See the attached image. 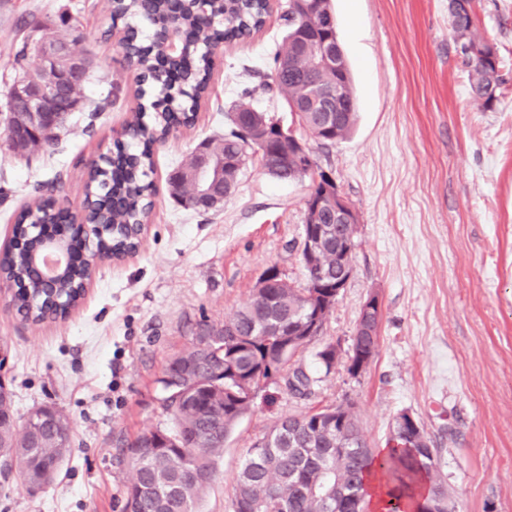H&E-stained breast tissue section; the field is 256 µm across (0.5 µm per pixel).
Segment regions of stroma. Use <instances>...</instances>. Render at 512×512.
I'll use <instances>...</instances> for the list:
<instances>
[{
	"instance_id": "obj_1",
	"label": "stroma",
	"mask_w": 512,
	"mask_h": 512,
	"mask_svg": "<svg viewBox=\"0 0 512 512\" xmlns=\"http://www.w3.org/2000/svg\"><path fill=\"white\" fill-rule=\"evenodd\" d=\"M286 0H274L253 37L216 55L210 97L194 127L178 128L154 154L156 189L139 250L97 265L68 318L31 325L0 290V375L13 394L16 426L53 404L74 438L55 482L29 492L20 476L0 481V512H121L131 478L127 446L169 426L158 383L185 351L195 324L224 321L268 268L303 283L294 241L308 184L268 176L252 157L222 208L205 215L169 194L167 177L204 138L224 132L239 90L254 108L294 124L285 99L265 85L281 40ZM352 69L358 113L345 139L311 150L357 216L353 276L320 336L293 364L317 382L301 397L285 384L261 390L224 441L200 512H231L233 486L249 448L281 418L350 403L367 442L386 446L394 416L418 418L438 450L456 512H512V0H475V31L497 49L503 83L489 108L472 98L469 71L453 40L448 0H332ZM111 0H0V104L24 36L57 29L68 16L89 55V100L112 106L86 134L82 113L55 148L20 160L0 139V245L33 184L62 175L60 201L78 209L86 171L138 103L135 71L111 25ZM378 295L377 355L359 376L347 357L359 312ZM336 348L324 370L315 354Z\"/></svg>"
}]
</instances>
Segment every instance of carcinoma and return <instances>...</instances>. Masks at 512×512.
<instances>
[{
  "mask_svg": "<svg viewBox=\"0 0 512 512\" xmlns=\"http://www.w3.org/2000/svg\"><path fill=\"white\" fill-rule=\"evenodd\" d=\"M112 21L120 20L131 42L121 50L131 53L148 69L169 33L167 0H112ZM269 0H184L180 27L174 30L185 40L192 70L184 82L172 84L153 76L141 88L143 99L133 118L126 140L114 143L112 165L124 171L114 180L97 171L88 173L86 195L97 199L110 193L118 196L112 209V223L132 224L153 207V147L175 123L188 124L198 100L207 89L215 63L211 46L244 40L259 30L269 13ZM451 28L460 47L470 46L465 64L470 69L474 100L488 108L496 100L501 83L497 52L479 39L474 28V0H448ZM286 34L272 48V85L286 96L288 111L299 107L297 122L314 141L333 143L345 138L356 119V102L346 59L336 70L313 67L311 48L337 36L331 0H312L311 14L297 25L291 9L284 11ZM153 28L150 39L139 36L138 24ZM67 39L54 31L41 38L30 36L18 44L11 67L14 79L34 78L45 83L50 101L61 93L54 75L30 66L37 57L40 40ZM85 90L71 100L69 111L37 141L10 143L13 154L32 155L56 147L68 131L69 118L85 111ZM251 90L243 88L235 111L227 114L231 129L206 141L210 152L224 160V186L238 185L236 173L243 170L261 144L253 125L266 121L269 152L288 156L267 174L288 182L310 179V192L318 194L326 174L317 162L296 160L295 132L285 127L281 138L280 119L258 112L248 101ZM196 159L170 174V193L180 196L184 208L201 213L193 205L196 191ZM61 175L35 186L31 202L16 217L12 236L23 247L0 253V276L23 281L13 297L21 318L38 319L45 290L31 275L37 252V238L30 225L42 219V206L55 202L61 192ZM324 225L319 262L330 279L342 273L340 253L343 236H356V225L340 226L332 209L320 216ZM86 269L66 268L59 277L61 312L76 308L84 285L91 281ZM335 303L313 296V289L290 282L254 285L247 302L222 323L206 319L196 323L190 347L173 357L159 378L166 397L163 408L172 425L138 436L128 447L132 478L125 490L124 510L132 512H199V502L215 478L214 460L224 451V439L251 406L250 395L270 383L282 381L288 390L311 394L316 378L297 367L288 370L291 358L311 342L304 335L309 319L326 322ZM381 319L366 320L359 313L347 371L360 375L364 361L378 353ZM0 455L8 470H17L26 484L38 488L51 485L59 473L72 443L69 419L54 405H42L43 420H27L15 428L13 393L0 386ZM406 427L394 421L387 439V452L377 453L364 438L353 405L340 404L300 416L278 420L271 430L247 452L235 480L231 512H366L367 478L375 471L388 489L397 492L389 512H452L448 487L438 479V449L426 434L413 441Z\"/></svg>",
  "mask_w": 512,
  "mask_h": 512,
  "instance_id": "carcinoma-1",
  "label": "carcinoma"
}]
</instances>
